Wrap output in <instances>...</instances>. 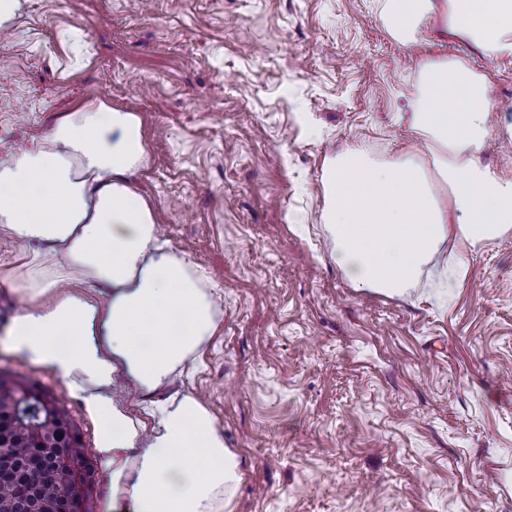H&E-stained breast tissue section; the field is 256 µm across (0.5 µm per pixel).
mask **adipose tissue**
<instances>
[{"label":"adipose tissue","instance_id":"adipose-tissue-1","mask_svg":"<svg viewBox=\"0 0 512 512\" xmlns=\"http://www.w3.org/2000/svg\"><path fill=\"white\" fill-rule=\"evenodd\" d=\"M433 15L486 56L512 58V0H385L382 18L395 40L415 43ZM489 92L462 59L425 58L398 115L423 150L327 159L323 223L354 287L404 294L448 240L473 247L512 232V180L484 160ZM146 160L139 117L101 103L58 114L46 135L0 158V233L38 246L11 275L26 304L10 342L99 420L113 498L133 512H226L237 456L195 395L168 391L215 331L217 305L128 179ZM121 380L137 388L143 418L114 401Z\"/></svg>","mask_w":512,"mask_h":512}]
</instances>
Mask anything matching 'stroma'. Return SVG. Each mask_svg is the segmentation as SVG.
I'll use <instances>...</instances> for the list:
<instances>
[{"label": "stroma", "instance_id": "35a3bbf8", "mask_svg": "<svg viewBox=\"0 0 512 512\" xmlns=\"http://www.w3.org/2000/svg\"><path fill=\"white\" fill-rule=\"evenodd\" d=\"M384 0H28L0 39V150L57 114L105 102L141 120L134 185L162 234L204 274L217 328L173 387L197 395L241 481L231 512H512V234L401 296L353 287L330 257L327 158L415 147L395 120L423 56L487 76L486 160L512 178V59L422 26L389 35ZM0 236V374L50 394L89 462L81 512L112 499L96 422L45 365L16 355L22 306Z\"/></svg>", "mask_w": 512, "mask_h": 512}]
</instances>
